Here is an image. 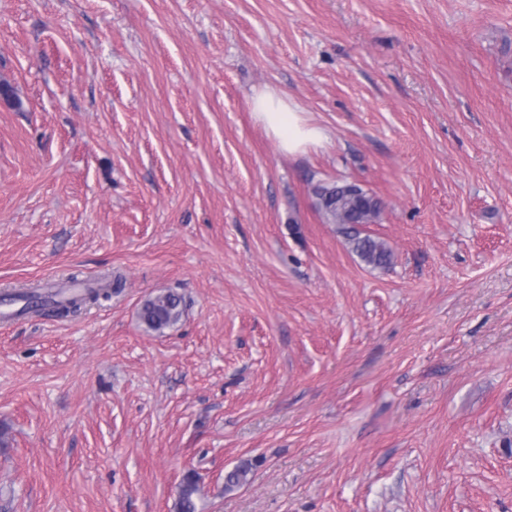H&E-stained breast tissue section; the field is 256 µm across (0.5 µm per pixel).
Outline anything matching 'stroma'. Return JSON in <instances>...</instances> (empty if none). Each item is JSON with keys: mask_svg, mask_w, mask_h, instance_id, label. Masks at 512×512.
<instances>
[{"mask_svg": "<svg viewBox=\"0 0 512 512\" xmlns=\"http://www.w3.org/2000/svg\"><path fill=\"white\" fill-rule=\"evenodd\" d=\"M0 85V290L124 282L0 323V512H512V0H0ZM253 112L288 154L303 152L309 146H321L327 141L322 128L309 124L293 102L274 91L258 93L253 99ZM352 183H319L314 188L318 210L331 224H339L351 251L366 265L384 268L392 264L393 252L382 240L372 237L360 228L362 224H375L382 210V201ZM84 292L75 294L63 300H56L53 297L61 295L62 291H56L54 294L41 297L35 291H24L16 294L17 297L26 299V309L30 311H37L46 314H51L56 317H68L77 314L83 307L90 304H97L101 300H108L112 296V290L121 288V282L112 279L104 278L98 282L96 287H84ZM184 312V298L174 291H167L145 299L139 316L151 331H161L178 323ZM198 492L196 475L189 471L183 477L178 493L176 511L177 512H199L196 495Z\"/></svg>", "mask_w": 512, "mask_h": 512, "instance_id": "1", "label": "stroma"}]
</instances>
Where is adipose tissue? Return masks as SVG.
<instances>
[{"label": "adipose tissue", "mask_w": 512, "mask_h": 512, "mask_svg": "<svg viewBox=\"0 0 512 512\" xmlns=\"http://www.w3.org/2000/svg\"><path fill=\"white\" fill-rule=\"evenodd\" d=\"M253 112L283 151L296 154L310 146H320L327 139L325 131L307 122L293 102L271 90L253 99Z\"/></svg>", "instance_id": "obj_1"}]
</instances>
